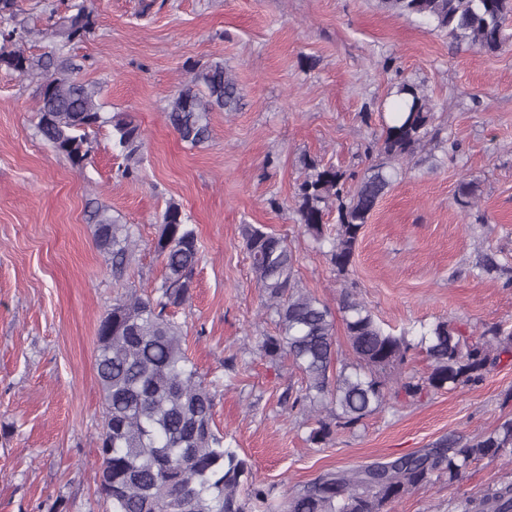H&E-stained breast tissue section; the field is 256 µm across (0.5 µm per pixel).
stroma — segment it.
<instances>
[{"instance_id": "1", "label": "stroma", "mask_w": 512, "mask_h": 512, "mask_svg": "<svg viewBox=\"0 0 512 512\" xmlns=\"http://www.w3.org/2000/svg\"><path fill=\"white\" fill-rule=\"evenodd\" d=\"M96 27L70 49L80 79L102 88L107 115L130 117L143 141L137 175L112 128L89 135L74 168L37 136V83L0 70V512H105L97 492L102 391L97 328L122 289L151 294L163 269L153 241L168 201L198 232L203 259L177 319L200 374L216 381L215 420L257 481L277 496L319 474L469 439L512 418V357L463 390L390 400L323 446L280 394L299 386L287 360L256 352L274 332L252 279L245 226L287 235L304 288L330 308L351 287L390 331L445 319L467 333L512 328V39L489 54L452 47L419 19L378 0H94ZM220 58L242 92L239 111L210 115L192 148L168 125L169 97L189 70ZM436 105L440 144L403 163L339 278L292 209L312 158L362 176L382 132L381 105L402 80ZM471 183L476 204L457 202ZM134 225L138 247L117 288L94 242L90 203ZM512 480V463L483 461L460 482L436 481L387 512H452L457 499Z\"/></svg>"}]
</instances>
